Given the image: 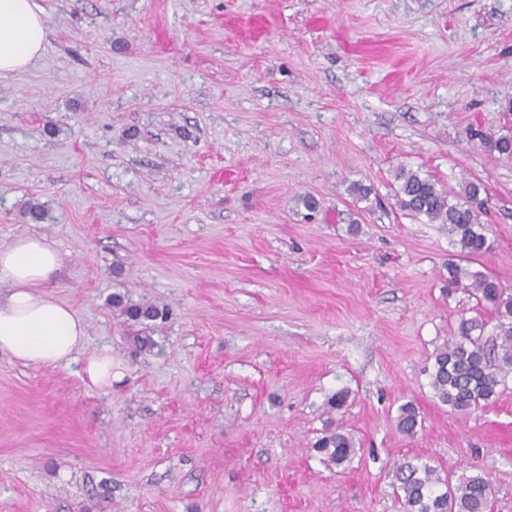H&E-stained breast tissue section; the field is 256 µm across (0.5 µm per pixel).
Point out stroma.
<instances>
[{
    "mask_svg": "<svg viewBox=\"0 0 512 512\" xmlns=\"http://www.w3.org/2000/svg\"><path fill=\"white\" fill-rule=\"evenodd\" d=\"M38 2L43 54L0 77V244L61 254L47 290L87 337L65 367L0 352V512H403L405 460L512 512V388L435 398L476 300L447 226L394 197L402 169L484 183L494 249L467 266L512 293V157L469 136L512 135V0ZM116 294L168 316L128 324ZM94 353L111 385L82 380ZM331 425L342 468L313 447ZM396 419L397 430L409 437H414L422 428V421L419 419L418 409L412 403H405L398 409ZM313 447L317 452L323 454L328 462L336 466L351 460V456L355 453V443L352 437L343 432L339 426H330Z\"/></svg>",
    "mask_w": 512,
    "mask_h": 512,
    "instance_id": "35a3bbf8",
    "label": "stroma"
}]
</instances>
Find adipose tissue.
Listing matches in <instances>:
<instances>
[{
    "label": "adipose tissue",
    "instance_id": "ef3b65f1",
    "mask_svg": "<svg viewBox=\"0 0 512 512\" xmlns=\"http://www.w3.org/2000/svg\"><path fill=\"white\" fill-rule=\"evenodd\" d=\"M48 25L36 0H0V75L39 57ZM62 257L46 239L28 235L0 248V351L24 364L58 367L73 360L87 335L84 321L46 292Z\"/></svg>",
    "mask_w": 512,
    "mask_h": 512
}]
</instances>
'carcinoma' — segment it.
Segmentation results:
<instances>
[{
    "label": "carcinoma",
    "instance_id": "1",
    "mask_svg": "<svg viewBox=\"0 0 512 512\" xmlns=\"http://www.w3.org/2000/svg\"><path fill=\"white\" fill-rule=\"evenodd\" d=\"M493 153L512 156V136L483 137ZM396 204L403 211L430 222L448 225V234L460 246L463 257L477 260L488 254L493 243L479 216L485 209L482 184L470 182L456 202L437 183L415 172L399 171ZM448 282L463 286L478 302L490 305L495 315V334H485L487 322L480 316H460L454 333L433 353L430 385L435 398L450 411L467 414L488 405L508 388L512 378V295L493 278L448 262ZM112 306L137 324L154 321L163 312L154 305H132L123 296H112ZM422 427L418 409L405 403L398 409L397 430L409 437ZM317 452L337 466L355 453L352 437L339 426L330 427L313 445ZM397 497L404 512H487L495 497L491 480L481 474L463 476L455 485L436 476L427 464L400 463L395 470Z\"/></svg>",
    "mask_w": 512,
    "mask_h": 512
}]
</instances>
